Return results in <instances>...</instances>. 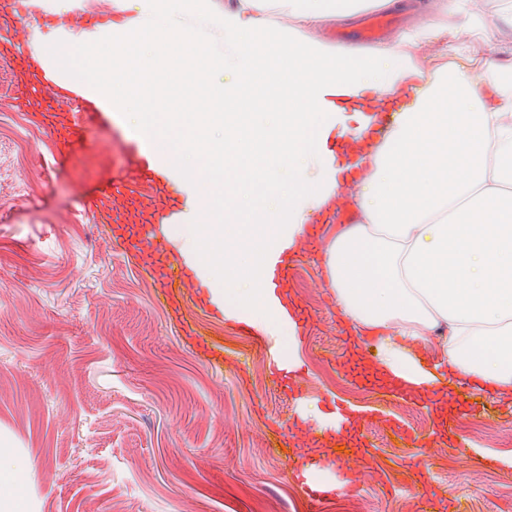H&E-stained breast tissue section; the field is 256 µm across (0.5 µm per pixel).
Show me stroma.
<instances>
[{
    "instance_id": "obj_1",
    "label": "stroma",
    "mask_w": 512,
    "mask_h": 512,
    "mask_svg": "<svg viewBox=\"0 0 512 512\" xmlns=\"http://www.w3.org/2000/svg\"><path fill=\"white\" fill-rule=\"evenodd\" d=\"M0 0V448L28 464L25 512H419L434 495L461 512H512V404L463 389L440 427L434 400L373 379L371 344L348 340L329 288L324 251L337 227L317 225L286 288L304 321L298 374L285 385L273 356L242 324L184 301L158 300L149 263L100 230L99 198L138 152L110 120L57 153L42 114L75 105L43 90L16 107L18 45L50 33L90 37L92 22L135 14L138 0ZM483 19L512 57L502 0H469L462 25ZM224 341L215 369L191 348L185 322ZM317 404L322 419L300 414ZM353 415L358 447L335 480L355 488L310 506L275 435L315 452Z\"/></svg>"
}]
</instances>
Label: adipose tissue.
<instances>
[{
  "mask_svg": "<svg viewBox=\"0 0 512 512\" xmlns=\"http://www.w3.org/2000/svg\"><path fill=\"white\" fill-rule=\"evenodd\" d=\"M464 0H437L416 35L356 56L312 28L399 0H140L135 24L97 37H47L46 77L122 113L155 159L189 187L205 184L201 218L168 227L182 254L203 256L212 298L274 342L300 346L297 309L264 286L271 249L312 236L339 174L354 180L359 217L328 245V283L348 332L373 339L383 378L408 392L457 380L512 401V65L501 63L479 19L447 30L467 66L441 62L424 76L414 37L443 30ZM292 25L270 41L279 16ZM231 73L195 96L191 72ZM344 88L361 109L378 98L396 114L376 152L356 165L320 158ZM439 333L443 355L412 346ZM27 465L0 448V512H23Z\"/></svg>",
  "mask_w": 512,
  "mask_h": 512,
  "instance_id": "ef3b65f1",
  "label": "adipose tissue"
}]
</instances>
